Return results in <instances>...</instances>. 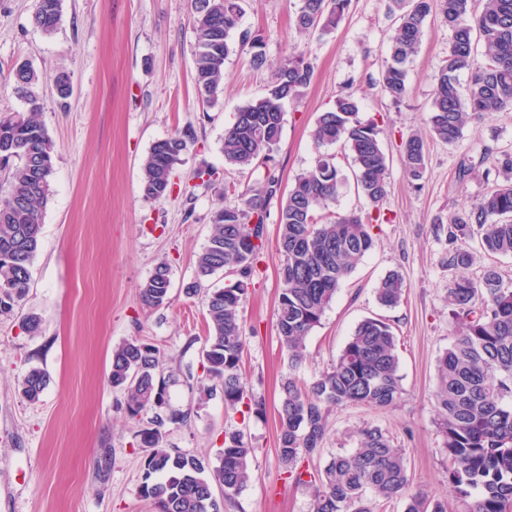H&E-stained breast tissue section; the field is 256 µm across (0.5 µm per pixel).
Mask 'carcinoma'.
I'll return each mask as SVG.
<instances>
[{"mask_svg":"<svg viewBox=\"0 0 512 512\" xmlns=\"http://www.w3.org/2000/svg\"><path fill=\"white\" fill-rule=\"evenodd\" d=\"M246 0H192L194 11L195 83L204 101L215 105L223 92L224 62L233 51L230 33L238 28ZM398 24L390 37V61L381 72L380 91L395 102L407 93L408 63L417 52L423 24L439 13L450 33L448 58L439 71L427 124L432 134L456 144L472 118L491 116L512 107V0H391ZM350 0H300L295 24L302 32L332 33ZM61 0H37L34 24L51 35L60 19ZM264 39L243 30L238 46L252 54L254 65L265 64ZM485 64L474 70L466 92L457 72L468 67L477 44ZM313 71L302 55H288L275 68L264 94L236 112L224 129L225 162L239 170L263 174L244 187L224 185V193L239 203L215 212L207 244L195 262V280L186 295H203L208 334L201 349L205 378L224 394V408L242 404L255 414L264 405L246 395L241 366L245 351L239 312L264 248L267 208L280 190L274 152L280 141L285 104L303 97ZM39 75L22 64L14 73V91L29 104L25 112L0 114V316L22 308L30 288V267L38 251L41 208L49 195L54 147L38 120L32 91ZM352 92L318 117L312 138V167L298 175L279 211L278 251L281 291L276 330L288 353L291 370L305 358V338L317 326L343 280L375 246L373 224L387 194V156L377 126L358 117ZM186 127L156 141L141 163V190L162 200L173 190L172 170L194 142ZM340 145L349 152L358 193L369 210L339 214L330 210L347 178L336 154L325 148ZM408 177L423 178L427 166L423 139L412 133L401 143ZM506 174L469 212L448 225V265L466 268L474 261L469 241L488 254L512 255V156L493 159ZM236 274L229 286L211 288L208 279L222 271ZM171 267L159 263L142 285L146 304L170 303ZM404 281L397 272L380 279L379 303L397 306ZM448 306L456 335L437 360L434 393L437 426L448 456V480L461 512H512V290L503 287L498 271L484 270L479 281L460 278L448 285ZM398 340L389 323L366 318L355 328L337 358L310 384L293 374L281 382L277 455L286 478L305 484L304 463L323 451L327 410L346 403L377 408L391 406L401 394ZM176 382L165 374L160 349L132 337L112 351L110 383L127 392L126 411L137 418L146 410L153 417L138 434L145 452L139 485L142 498L158 512H222L223 503L241 492L249 479L253 448L239 431L224 433L216 463L168 447L166 428L185 425L191 413L169 402ZM47 385L45 372L30 369L22 393L36 401ZM313 512H374L373 502L406 496L404 512H445L421 491L409 492L410 477L402 449L393 446L378 427L360 431L356 448L338 453L318 478ZM222 498H217L216 493Z\"/></svg>","mask_w":512,"mask_h":512,"instance_id":"obj_1","label":"carcinoma"}]
</instances>
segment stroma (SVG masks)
Here are the masks:
<instances>
[{"label":"stroma","mask_w":512,"mask_h":512,"mask_svg":"<svg viewBox=\"0 0 512 512\" xmlns=\"http://www.w3.org/2000/svg\"><path fill=\"white\" fill-rule=\"evenodd\" d=\"M35 5L0 0V113L26 110L13 74L20 64L31 65L39 75L33 88L38 117L55 147L23 313L0 316V512H155L138 493L142 423L128 417L124 391L109 382L113 347L134 336L159 347L174 372L196 369L192 384L170 388L171 405L191 412L187 425L168 428L170 447L212 460L225 433L238 430L252 445L250 479L224 512H312L314 487L285 479L276 452L280 383L289 373L276 331L279 200L267 209L264 256L240 309L246 395L264 403L263 415L225 409L222 392L198 372L206 309L201 299L183 294L213 213L237 202L225 194V182L245 179L224 162V129L290 54L303 55L314 74L305 95L286 106L275 152L282 188L312 166L315 122L345 91L358 98L360 119L376 123L389 165L375 246L309 332L298 374L308 382L319 378L358 323L375 317L389 322L398 338L402 387L387 408L333 407L323 452L309 470L323 473L333 455L355 448L361 429L376 426L402 448L411 490L458 512L433 399L437 359L453 337L448 285L462 275L479 278L492 266L512 289V255L479 251L467 269L449 266L448 223L493 184L484 153L512 154V111L468 122L454 145L433 136L426 115L450 38L439 15L424 23L408 66L407 95L396 103L378 85L397 20L389 0H351L339 26L324 36L298 32L299 0H251L240 26L263 33L266 63L257 68L248 51L232 52L224 63V92L206 109L194 80L190 0H61L50 36L32 22ZM61 72L72 87L66 99L53 84ZM189 126L196 139L175 166L172 192L159 201L144 197L142 158L155 141ZM411 132L427 150V170L417 184L400 153ZM202 169L214 172V185L201 184ZM164 261L172 271L171 302L151 308L140 287ZM392 271L405 288L399 305L386 308L376 287ZM26 313L39 317L38 333L23 328ZM32 368L48 376L36 401L21 391Z\"/></svg>","instance_id":"1"}]
</instances>
